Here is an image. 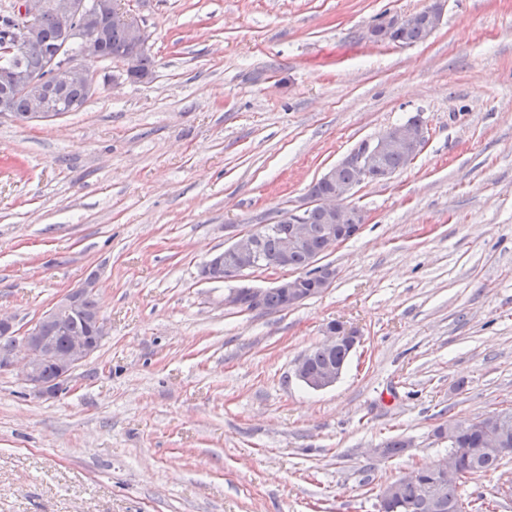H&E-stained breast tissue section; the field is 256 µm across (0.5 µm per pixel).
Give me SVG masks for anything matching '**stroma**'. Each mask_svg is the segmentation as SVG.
Segmentation results:
<instances>
[{
  "label": "stroma",
  "mask_w": 512,
  "mask_h": 512,
  "mask_svg": "<svg viewBox=\"0 0 512 512\" xmlns=\"http://www.w3.org/2000/svg\"><path fill=\"white\" fill-rule=\"evenodd\" d=\"M427 3L128 0L152 81L100 64L80 111L0 115V313L25 330L96 271L110 323L62 394L0 371V512H378L447 455L437 427L512 407V0L372 42ZM416 114L426 145L354 189L367 223L322 256L330 288L268 314L201 278ZM331 322L362 342L313 390L294 366ZM510 485L512 454L460 492L512 512ZM429 2V5L420 11L405 16H391L385 20V22L392 21L394 27L398 29L384 27L382 20L372 30L377 31L380 40L387 44H392L395 40L403 42L406 46L423 42L428 36L427 29L431 36L439 27L444 15L445 1L434 0ZM405 26L411 27L399 28Z\"/></svg>",
  "instance_id": "obj_1"
}]
</instances>
